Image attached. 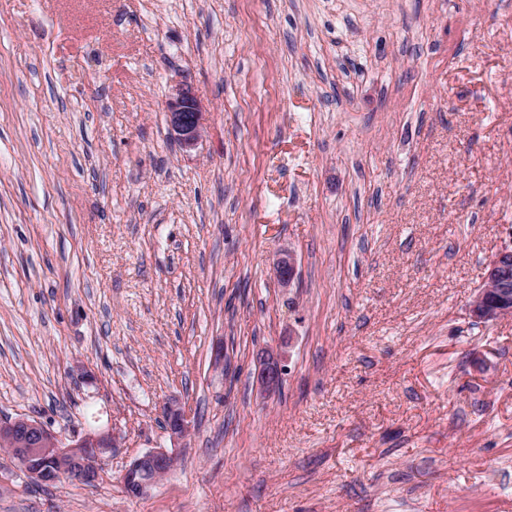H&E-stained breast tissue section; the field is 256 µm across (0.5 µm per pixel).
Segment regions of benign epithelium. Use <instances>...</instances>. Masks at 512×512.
<instances>
[{
  "instance_id": "obj_1",
  "label": "benign epithelium",
  "mask_w": 512,
  "mask_h": 512,
  "mask_svg": "<svg viewBox=\"0 0 512 512\" xmlns=\"http://www.w3.org/2000/svg\"><path fill=\"white\" fill-rule=\"evenodd\" d=\"M171 136L185 152L197 149L206 125V110L191 84L181 81L171 87L166 103ZM279 284L287 288L297 276V262L291 252L280 254L274 266ZM474 323L488 324L512 320V246L499 250L485 267L479 288L470 304ZM284 375L281 354L267 349L258 355L257 382L260 392L269 395L280 388ZM162 414L168 434L180 441L188 436L190 422L182 404H164ZM12 447L16 467L31 482L41 484L66 477L79 484L95 482L104 457L121 448L122 436L114 431L87 432L69 443L39 422L18 417L0 423V442ZM174 465V456L164 448H154L134 459L124 470L121 483L127 496L138 498Z\"/></svg>"
}]
</instances>
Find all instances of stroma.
Masks as SVG:
<instances>
[{
    "label": "stroma",
    "mask_w": 512,
    "mask_h": 512,
    "mask_svg": "<svg viewBox=\"0 0 512 512\" xmlns=\"http://www.w3.org/2000/svg\"><path fill=\"white\" fill-rule=\"evenodd\" d=\"M511 244L512 0H0V422L123 437L0 512H512ZM171 136L185 152L197 149L206 129V110L191 84L181 81L171 87L166 103ZM469 316L478 324L512 320V244L499 250L486 265L469 304ZM274 270L279 284L284 288L290 287L297 276L295 255L292 252L280 254L276 258ZM281 354L267 349L258 355L257 382L263 395L276 393L284 375ZM168 434L174 440L180 441L188 436L190 422L182 404L177 400L165 403L162 409ZM174 465V456L164 448H154L134 459L124 470L121 483L130 498H138Z\"/></svg>",
    "instance_id": "35a3bbf8"
}]
</instances>
